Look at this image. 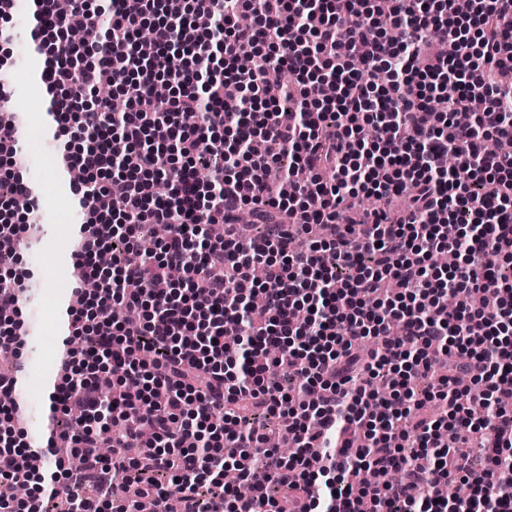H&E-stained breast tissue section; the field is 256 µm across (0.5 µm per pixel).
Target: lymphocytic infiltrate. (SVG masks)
I'll list each match as a JSON object with an SVG mask.
<instances>
[{
	"instance_id": "f902f5d3",
	"label": "lymphocytic infiltrate",
	"mask_w": 512,
	"mask_h": 512,
	"mask_svg": "<svg viewBox=\"0 0 512 512\" xmlns=\"http://www.w3.org/2000/svg\"><path fill=\"white\" fill-rule=\"evenodd\" d=\"M38 7L52 61L43 81L62 134L82 146L73 193L93 202L103 227L72 252L76 284L96 288L70 312L82 346L70 349L54 397L78 416L54 476L64 489H95L70 512H139L147 498L168 507L170 478L184 512H199L203 482L234 512H280L274 484L297 487L308 512H512V407L499 402L512 392V281L502 276L512 266V0H471L464 14L456 0ZM77 29L103 36L69 41ZM433 32L447 54L429 50ZM246 53L295 74V110L266 101L263 73L238 65ZM379 70L391 72L388 84L372 80ZM160 83L170 87L163 107ZM105 84L111 97L96 100ZM433 97L444 111L429 108ZM461 111L470 125L456 123ZM11 129L0 123V241L17 248L37 197L1 149ZM450 153L452 170L442 166ZM366 197L377 207L363 208ZM243 211L265 225L262 237H241ZM155 224L168 234L152 244ZM213 224L224 227L215 240L205 236ZM117 243L141 249L140 262L100 266ZM439 251L455 265L433 266ZM173 267L184 280L156 292ZM21 288L0 276V359L22 356ZM394 321L405 338L388 336ZM282 364L292 387L268 378ZM438 367L439 389L416 397L413 382ZM103 372L113 378L107 399ZM434 400L441 414L424 412ZM107 409L113 453L94 474L80 451L95 446ZM260 411L278 415L293 454L244 427ZM474 436L481 462L453 454ZM228 469L237 486H225ZM456 480L468 497L439 495Z\"/></svg>"
}]
</instances>
